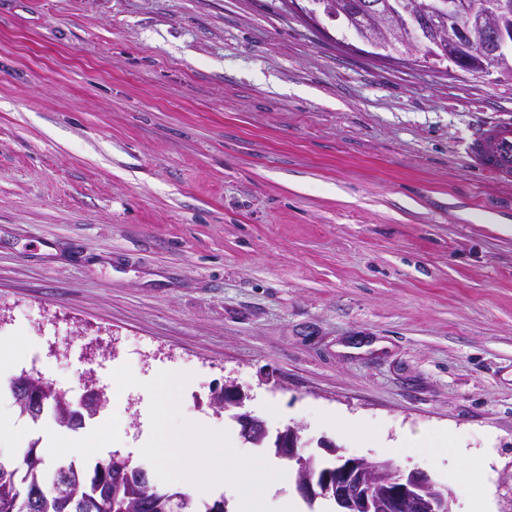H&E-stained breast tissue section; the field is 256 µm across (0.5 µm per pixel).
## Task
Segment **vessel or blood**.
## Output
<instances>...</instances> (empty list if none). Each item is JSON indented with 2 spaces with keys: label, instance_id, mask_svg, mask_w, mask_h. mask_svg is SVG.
<instances>
[{
  "label": "vessel or blood",
  "instance_id": "1",
  "mask_svg": "<svg viewBox=\"0 0 512 512\" xmlns=\"http://www.w3.org/2000/svg\"><path fill=\"white\" fill-rule=\"evenodd\" d=\"M467 155L472 167L498 181L512 180V122L499 120L476 127Z\"/></svg>",
  "mask_w": 512,
  "mask_h": 512
}]
</instances>
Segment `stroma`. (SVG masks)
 <instances>
[{"mask_svg": "<svg viewBox=\"0 0 512 512\" xmlns=\"http://www.w3.org/2000/svg\"><path fill=\"white\" fill-rule=\"evenodd\" d=\"M504 117L512 80L372 56L289 0H0L13 375L77 398L94 357L89 467L144 445L143 382L185 372L194 418L239 436L211 404L234 380L304 455L375 463L367 435L447 428L488 460L483 489L452 457L398 468L452 512H512V184L466 153Z\"/></svg>", "mask_w": 512, "mask_h": 512, "instance_id": "1", "label": "stroma"}]
</instances>
